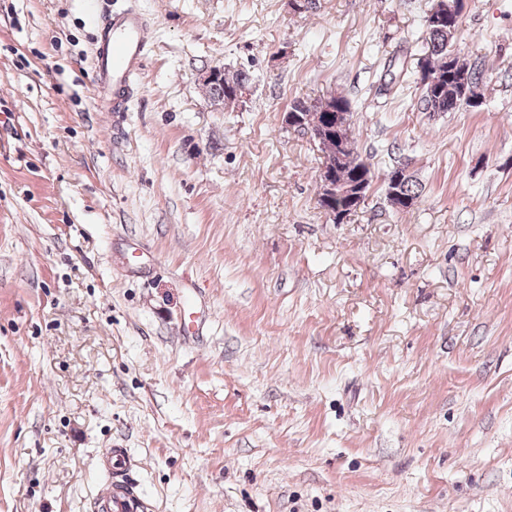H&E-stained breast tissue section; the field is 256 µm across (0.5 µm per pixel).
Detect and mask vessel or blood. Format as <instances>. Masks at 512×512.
I'll list each match as a JSON object with an SVG mask.
<instances>
[{"label": "vessel or blood", "mask_w": 512, "mask_h": 512, "mask_svg": "<svg viewBox=\"0 0 512 512\" xmlns=\"http://www.w3.org/2000/svg\"><path fill=\"white\" fill-rule=\"evenodd\" d=\"M148 28L145 17L129 8L102 15L94 52L93 93L105 110L126 111L134 81L145 64ZM131 466L126 449L108 452L109 492L95 499L93 512H144L143 500L127 481Z\"/></svg>", "instance_id": "1"}]
</instances>
